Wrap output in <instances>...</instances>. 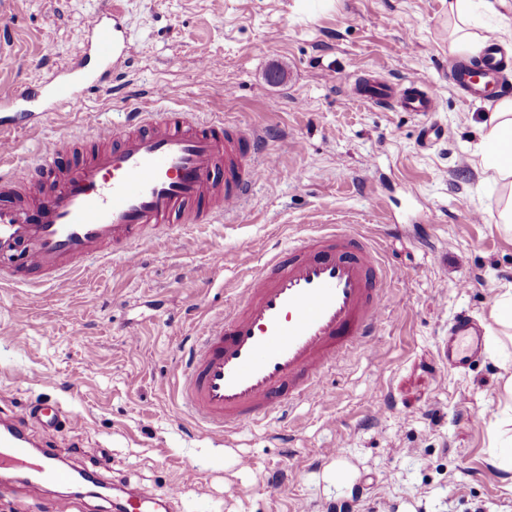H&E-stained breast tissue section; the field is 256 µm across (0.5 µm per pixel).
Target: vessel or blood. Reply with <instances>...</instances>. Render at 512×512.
Segmentation results:
<instances>
[{
  "instance_id": "1",
  "label": "vessel or blood",
  "mask_w": 512,
  "mask_h": 512,
  "mask_svg": "<svg viewBox=\"0 0 512 512\" xmlns=\"http://www.w3.org/2000/svg\"><path fill=\"white\" fill-rule=\"evenodd\" d=\"M79 66L55 71L42 89L46 111H82L90 92L109 86L130 58L120 19L103 10L86 24ZM494 52L476 66L451 61L448 83L483 95L502 71ZM349 94L366 103L435 111L434 89L415 80L395 86L371 77ZM31 94L0 90V158L14 153L17 118ZM94 150L73 136L34 165L0 172V257L16 259L9 281L28 285L67 278L122 253L145 254L163 233L244 215V203L266 180L272 160H261L256 134L223 119L196 120L190 111L127 113L97 126ZM78 155L74 166L62 158ZM392 277L380 252L339 228L273 248L235 300L187 337L173 381L188 419L227 435L284 419L294 402L319 398L324 376L356 348L374 343ZM482 330L457 313L441 356L449 367H469ZM71 419L61 403H35L25 421L0 416V470L28 477L31 486L63 492L46 512H72L76 474L32 427L55 431ZM121 512H176L175 488L159 493L117 485Z\"/></svg>"
}]
</instances>
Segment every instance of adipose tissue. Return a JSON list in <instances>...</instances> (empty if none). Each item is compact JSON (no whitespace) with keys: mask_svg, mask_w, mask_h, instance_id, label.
Wrapping results in <instances>:
<instances>
[{"mask_svg":"<svg viewBox=\"0 0 512 512\" xmlns=\"http://www.w3.org/2000/svg\"><path fill=\"white\" fill-rule=\"evenodd\" d=\"M507 0H448V19L453 24V47L479 56L489 35L497 33L494 18ZM482 169L496 184L497 217L505 233H512V98L500 99L481 125L478 145Z\"/></svg>","mask_w":512,"mask_h":512,"instance_id":"obj_1","label":"adipose tissue"}]
</instances>
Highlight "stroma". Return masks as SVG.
<instances>
[{
	"mask_svg": "<svg viewBox=\"0 0 512 512\" xmlns=\"http://www.w3.org/2000/svg\"><path fill=\"white\" fill-rule=\"evenodd\" d=\"M105 6L132 50L127 77L84 111L28 121L6 167L92 135L123 103L155 104L159 84L160 108L265 132L276 166L244 219L33 288L0 279V410L20 418L62 402L80 422L47 433L62 455L95 470L110 452L107 479L178 486L182 512H512V472L496 459L498 425L512 419V345L485 342L464 371L440 356L457 313L490 326L512 289V235L476 154L495 101L448 84V0H0V87L35 91L73 66L86 20ZM204 55L220 68H200ZM367 72L434 86L436 111L347 97ZM429 126L440 139L424 140ZM333 225L380 242L396 273L374 346L300 403L291 427L220 437L194 426L171 392L183 339L223 311L269 247ZM49 495L0 480V512H44Z\"/></svg>",
	"mask_w": 512,
	"mask_h": 512,
	"instance_id": "1",
	"label": "stroma"
}]
</instances>
